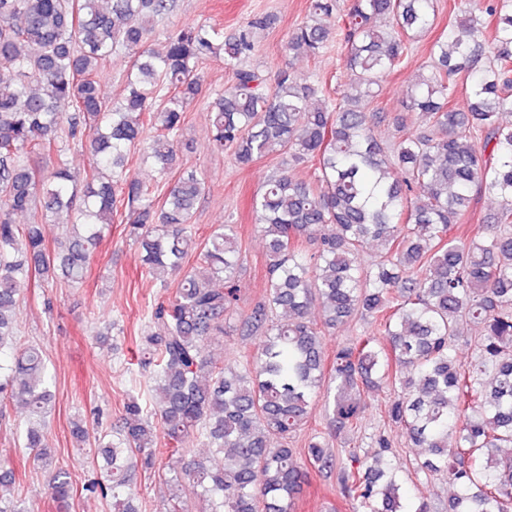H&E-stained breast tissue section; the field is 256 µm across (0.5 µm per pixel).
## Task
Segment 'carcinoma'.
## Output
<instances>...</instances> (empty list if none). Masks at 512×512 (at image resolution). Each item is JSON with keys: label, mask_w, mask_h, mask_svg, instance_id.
Here are the masks:
<instances>
[{"label": "carcinoma", "mask_w": 512, "mask_h": 512, "mask_svg": "<svg viewBox=\"0 0 512 512\" xmlns=\"http://www.w3.org/2000/svg\"><path fill=\"white\" fill-rule=\"evenodd\" d=\"M177 0H0V395L39 418L23 447L48 467L44 428L50 391L42 352L16 343L18 283L54 288L85 281L105 230L124 209L129 235L148 275L174 273L172 298L150 309L138 366L150 373L155 398H132L121 424L90 434L71 424L80 445L94 441L101 464L83 490L112 501L113 512H141L134 477L156 469L158 437L177 462L166 479L163 512H180L179 487L200 489L209 512H291L304 474L298 454L319 471L338 469L344 497L369 512H432L406 505L401 476L378 451L335 456L314 435L306 448L288 444L307 423L313 399L331 410L329 433L359 420L369 392L389 382L384 418L424 449L419 468L454 487L448 512H512V0H487L482 15L432 44L429 69L407 90V112L395 117L399 140L377 133L369 105L383 74L407 56L412 39L434 23L433 0H352L336 25L337 0H310L309 19L288 38V52L320 56L341 32L347 47L345 91L301 82L288 71L269 87L245 63L256 16L226 36L200 23L163 33V50L147 46L155 24ZM494 29L492 40L484 30ZM135 52L117 103L100 93L99 72L119 50ZM224 59L234 90L217 99L212 143L240 168L269 155L281 167L252 201L266 239L263 297L240 320L260 341L238 363L217 365L208 347L226 332L243 259L236 227L222 224L202 243L191 220L204 179L183 171L163 202L128 166L137 152L163 176L176 165L187 105L199 94V63ZM464 91L467 111L452 105ZM425 120L416 133L408 113ZM92 157L82 189L67 165L69 146ZM34 154H53L49 171ZM314 170L311 181L296 169ZM500 206L495 223L471 224V203ZM33 212L19 226L13 216ZM67 217L74 236L47 245L50 226ZM315 239L308 255L303 241ZM375 242L370 265L361 253ZM195 266L184 267L190 254ZM224 283V288L214 284ZM368 314L380 338L336 348L323 336L356 314ZM481 327L480 357L457 362L461 325ZM200 438L210 455H190ZM53 497L74 492L70 473L50 478Z\"/></svg>", "instance_id": "1"}]
</instances>
